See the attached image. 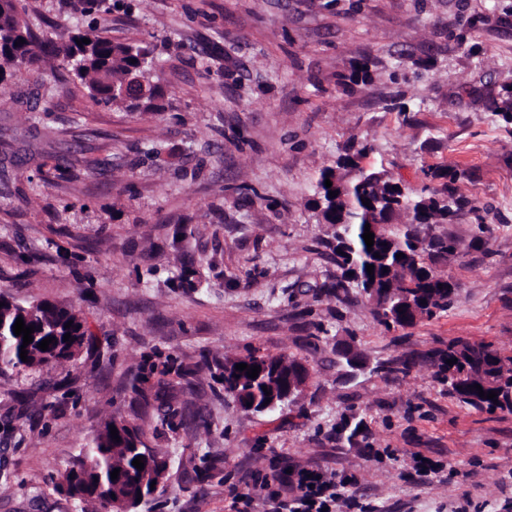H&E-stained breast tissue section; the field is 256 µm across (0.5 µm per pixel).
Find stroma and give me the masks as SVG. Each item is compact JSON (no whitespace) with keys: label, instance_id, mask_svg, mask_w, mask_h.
<instances>
[{"label":"stroma","instance_id":"35a3bbf8","mask_svg":"<svg viewBox=\"0 0 512 512\" xmlns=\"http://www.w3.org/2000/svg\"><path fill=\"white\" fill-rule=\"evenodd\" d=\"M103 26L157 44L163 112L0 79V293L74 309L96 337L0 372V512H74L53 481L113 418L168 462L141 512H231L288 465L351 477L369 512H512V414L449 395L428 360L458 338L512 354V134L493 109L512 96V0H112ZM359 148L413 192L461 171L485 208L445 227L448 310L404 329L358 291L312 292L339 273L319 173ZM250 354L301 359L308 387L244 411L224 362ZM163 376L182 382L168 425L133 391Z\"/></svg>","mask_w":512,"mask_h":512}]
</instances>
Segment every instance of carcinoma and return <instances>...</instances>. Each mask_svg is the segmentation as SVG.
I'll use <instances>...</instances> for the list:
<instances>
[{"label":"carcinoma","instance_id":"obj_1","mask_svg":"<svg viewBox=\"0 0 512 512\" xmlns=\"http://www.w3.org/2000/svg\"><path fill=\"white\" fill-rule=\"evenodd\" d=\"M68 7L82 15L99 17L112 11V0H69ZM87 38L88 44H77ZM25 43L15 45L19 40ZM155 45L146 41L114 40L103 30L93 28L63 37L56 27L40 35L33 33L27 21L25 0H0V71L21 66L27 71L44 75L46 71H64L87 92L96 103L110 104L139 112H160L164 109L162 91L152 80ZM463 173L431 170L426 177L442 179L440 187L425 186L409 193L398 186L386 170L357 169L353 156L341 155L335 165L321 170L317 181V199L314 201L320 220L336 226L333 254L341 270L336 282L327 286V292L341 298L348 288L362 292L371 304L373 318L386 329L409 327L418 321L434 317L448 310L455 294L456 283L439 273L438 259H448L456 253L458 242L436 228L455 224L465 214L478 215L479 207L459 191L457 182ZM333 186L326 187L325 180ZM338 192L332 198L329 191ZM370 200L364 205L363 200ZM374 233V245L367 249L363 239L365 225ZM402 253L404 257L397 258ZM374 266L368 274L366 265ZM412 299L415 311L401 313L403 301ZM0 368L17 371L40 370L60 365L88 350L94 340L86 322L72 309L58 307L50 302H33L20 308L0 294ZM25 325L35 326L33 342L23 345V336L14 334L17 318ZM71 327H65L66 323ZM71 340L64 341L65 334ZM53 338L48 350L38 348L45 338ZM27 350L28 361L20 358V349ZM457 359L450 366L447 361ZM260 380L239 371L236 365H255V355L224 362V391L239 403L265 396V391L278 388L285 369L305 367L295 357H267ZM442 383L448 384V393L479 411L496 410L512 413V355H503L485 343L456 339L448 344V352L433 357ZM482 391L497 393V400L484 399ZM176 387L160 382L153 394L135 389L141 404L150 401L165 405L174 396ZM111 422L91 444L82 449L72 467L63 475L68 494L74 499L75 512H87L85 504L93 505V512H116L117 503L138 498L137 491L159 479L161 470L158 455L147 457L144 450L134 448L141 429L126 424L125 435L114 441L110 435ZM142 457L144 469L132 465ZM120 469L118 478L110 472Z\"/></svg>","mask_w":512,"mask_h":512}]
</instances>
